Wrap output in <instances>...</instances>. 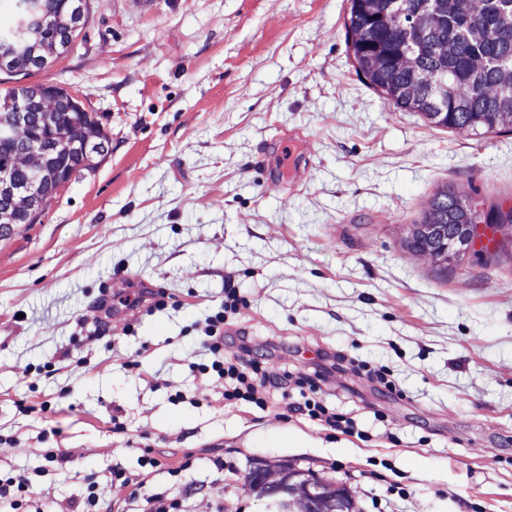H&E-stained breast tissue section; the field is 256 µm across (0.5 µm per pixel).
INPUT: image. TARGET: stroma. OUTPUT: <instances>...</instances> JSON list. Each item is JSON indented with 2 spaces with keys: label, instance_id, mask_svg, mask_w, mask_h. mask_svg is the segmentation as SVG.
<instances>
[{
  "label": "stroma",
  "instance_id": "35a3bbf8",
  "mask_svg": "<svg viewBox=\"0 0 512 512\" xmlns=\"http://www.w3.org/2000/svg\"><path fill=\"white\" fill-rule=\"evenodd\" d=\"M347 7L93 0L69 52L0 72V91L67 89L111 139L0 239V471L67 452L69 479L35 480L45 512H72L111 468L137 476L146 453L159 470L112 512L162 491L180 512H263L248 477L277 463L347 487L356 512H512V224L447 265L406 244L442 187L512 207V134L388 104L356 71ZM147 284L165 309L123 306ZM228 288L246 304L224 322L226 358L244 336L269 371L341 354L385 366L396 391L319 380L318 398L357 411L352 435L225 405L200 366Z\"/></svg>",
  "mask_w": 512,
  "mask_h": 512
}]
</instances>
